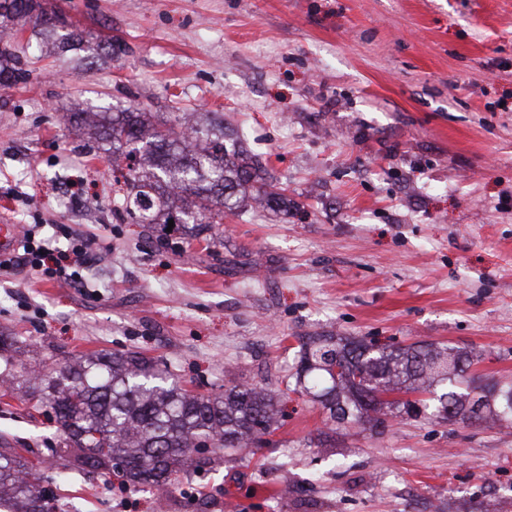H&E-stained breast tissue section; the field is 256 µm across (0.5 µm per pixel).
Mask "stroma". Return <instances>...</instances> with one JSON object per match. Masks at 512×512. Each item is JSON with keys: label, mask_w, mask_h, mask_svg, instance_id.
I'll use <instances>...</instances> for the list:
<instances>
[{"label": "stroma", "mask_w": 512, "mask_h": 512, "mask_svg": "<svg viewBox=\"0 0 512 512\" xmlns=\"http://www.w3.org/2000/svg\"><path fill=\"white\" fill-rule=\"evenodd\" d=\"M68 30L129 53L79 59L25 28L26 83L0 87V217L66 249L83 287L0 271V331L34 368L137 351L186 389L283 390L252 451L168 493L68 474L56 424L0 399V440L56 476L69 512H512V426L420 417L328 433L290 392L302 342L355 336L479 355L512 380V0H50ZM136 96L220 112L306 213L242 211L179 253L115 205L112 153L67 113ZM95 207L65 205L63 194Z\"/></svg>", "instance_id": "obj_1"}]
</instances>
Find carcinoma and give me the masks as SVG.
Returning a JSON list of instances; mask_svg holds the SVG:
<instances>
[{"label": "carcinoma", "instance_id": "1", "mask_svg": "<svg viewBox=\"0 0 512 512\" xmlns=\"http://www.w3.org/2000/svg\"><path fill=\"white\" fill-rule=\"evenodd\" d=\"M35 24L52 34L67 26L62 13L40 0H0V86L29 78L15 38L4 33ZM151 113L133 100L118 112H84L75 119L101 129L112 152L128 160L123 205L138 224H168L187 240L222 233L234 198L258 210L288 214V199L265 167L237 144H227L224 115L190 127L184 116L150 122ZM18 340L0 333V387L30 391L54 413L64 447L62 467L100 474L120 460L128 484L167 489L171 477L219 461L262 442L277 429L280 391L229 380L224 390L199 396L170 380L171 373L135 351L74 354L59 368L41 373L16 363ZM474 355L434 343L393 348L373 341L319 336L306 344L295 387L302 377L327 375L331 385L314 393L328 412L330 430L357 426L382 434L388 422L429 414L512 421V384H476ZM199 448L210 455L196 457ZM50 477L36 474L29 458L0 450V509L41 512Z\"/></svg>", "mask_w": 512, "mask_h": 512}]
</instances>
